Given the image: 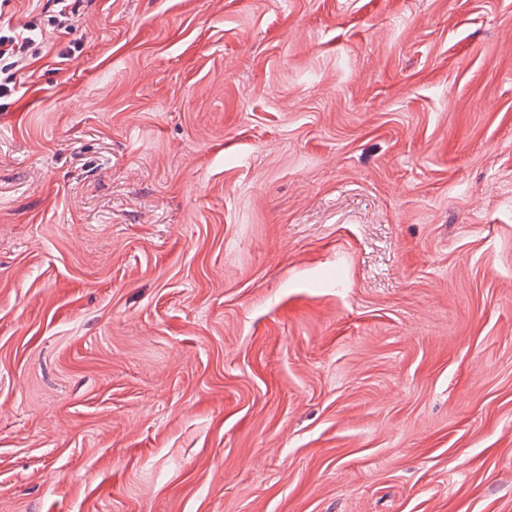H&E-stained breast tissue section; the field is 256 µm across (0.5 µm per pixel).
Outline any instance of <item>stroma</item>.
Returning a JSON list of instances; mask_svg holds the SVG:
<instances>
[{"instance_id": "obj_1", "label": "stroma", "mask_w": 512, "mask_h": 512, "mask_svg": "<svg viewBox=\"0 0 512 512\" xmlns=\"http://www.w3.org/2000/svg\"><path fill=\"white\" fill-rule=\"evenodd\" d=\"M0 512H512V0L47 32L0 99Z\"/></svg>"}]
</instances>
